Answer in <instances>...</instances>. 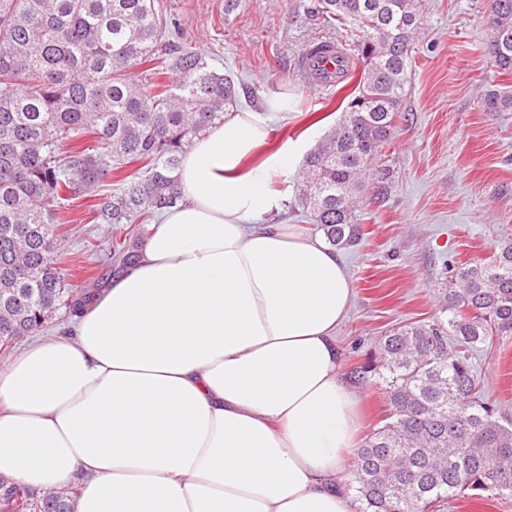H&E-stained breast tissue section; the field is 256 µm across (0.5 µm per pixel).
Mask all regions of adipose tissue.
<instances>
[{
  "label": "adipose tissue",
  "mask_w": 512,
  "mask_h": 512,
  "mask_svg": "<svg viewBox=\"0 0 512 512\" xmlns=\"http://www.w3.org/2000/svg\"><path fill=\"white\" fill-rule=\"evenodd\" d=\"M235 112L194 140L138 255L65 333L0 365V473L74 512H355L357 397L336 333L352 303L336 249L265 224L281 149Z\"/></svg>",
  "instance_id": "ef3b65f1"
}]
</instances>
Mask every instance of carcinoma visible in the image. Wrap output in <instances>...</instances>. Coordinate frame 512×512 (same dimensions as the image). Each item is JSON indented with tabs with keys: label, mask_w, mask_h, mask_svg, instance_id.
I'll return each instance as SVG.
<instances>
[{
	"label": "carcinoma",
	"mask_w": 512,
	"mask_h": 512,
	"mask_svg": "<svg viewBox=\"0 0 512 512\" xmlns=\"http://www.w3.org/2000/svg\"><path fill=\"white\" fill-rule=\"evenodd\" d=\"M423 0H320L328 21L357 34L360 79L337 125L306 154L284 206L333 247L362 236L364 179L388 193L378 164L399 117ZM487 50L512 73V0H491ZM233 76L173 40L154 0H0V347L91 302L100 280L65 282L60 210L77 200L115 225L116 271L144 225L183 201L176 172L194 139L237 109ZM512 112V91L484 95ZM447 320L411 322L380 339L362 366L388 404L352 469L357 512H429L464 494L512 498V421L481 390L473 353L512 339V232L484 262L452 275ZM0 512H73L70 494L36 496L0 474Z\"/></svg>",
	"instance_id": "carcinoma-1"
}]
</instances>
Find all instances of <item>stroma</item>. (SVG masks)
I'll use <instances>...</instances> for the list:
<instances>
[{
  "label": "stroma",
  "mask_w": 512,
  "mask_h": 512,
  "mask_svg": "<svg viewBox=\"0 0 512 512\" xmlns=\"http://www.w3.org/2000/svg\"><path fill=\"white\" fill-rule=\"evenodd\" d=\"M412 45L416 61L400 104L385 164L388 195L361 206L364 237L341 251L353 302L337 336L342 372L364 363L385 332L441 317L450 267L487 259L512 231V112H486L485 93L511 89L489 56L488 0H424ZM319 0H155L160 15L180 23L178 43L207 56L239 83V107L261 110L288 92L290 111L271 114L260 156L282 147L310 149L336 124L356 79L313 90L300 79L298 56L308 43L331 39L352 48L353 33L327 24ZM486 397L512 420V344L473 357ZM360 436L387 410L376 379L354 383Z\"/></svg>",
  "instance_id": "1"
}]
</instances>
